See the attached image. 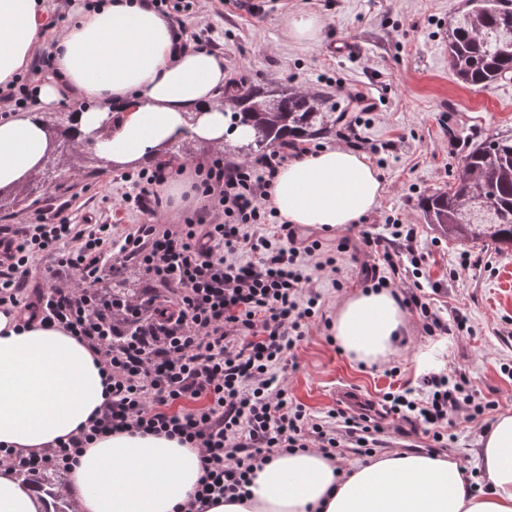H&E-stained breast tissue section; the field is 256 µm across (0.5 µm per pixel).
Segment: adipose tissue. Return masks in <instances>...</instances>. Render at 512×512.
Masks as SVG:
<instances>
[{
    "mask_svg": "<svg viewBox=\"0 0 512 512\" xmlns=\"http://www.w3.org/2000/svg\"><path fill=\"white\" fill-rule=\"evenodd\" d=\"M43 0H0V88L27 66L44 36ZM171 20L143 0L78 6L53 47L54 76L32 106L0 116V189L36 176L50 148L47 115L64 97L83 105L65 129L90 142L108 167L159 159L188 138L214 151L244 139L220 105L226 74L208 49L172 56ZM383 185L365 155L329 146L283 166L270 202L287 223L325 230L356 223L376 207ZM0 310V446L29 454L83 428L107 396L106 374L87 343L60 328ZM341 351L384 363L408 319L387 288L359 290L336 311ZM474 490L459 461L397 451L336 471L314 449L272 458L254 470L246 496L207 512H512V413L499 414L480 439ZM200 451L162 436L112 433L95 439L68 475L78 512H174L193 494ZM35 485L0 466V512H45Z\"/></svg>",
    "mask_w": 512,
    "mask_h": 512,
    "instance_id": "obj_1",
    "label": "adipose tissue"
}]
</instances>
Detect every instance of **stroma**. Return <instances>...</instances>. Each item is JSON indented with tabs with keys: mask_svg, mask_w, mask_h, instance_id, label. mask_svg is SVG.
I'll return each mask as SVG.
<instances>
[{
	"mask_svg": "<svg viewBox=\"0 0 512 512\" xmlns=\"http://www.w3.org/2000/svg\"><path fill=\"white\" fill-rule=\"evenodd\" d=\"M78 0H47L43 41L24 69L30 86L46 79L41 71L57 34L69 23ZM467 9L466 0H276L254 15L233 0H193L180 18L187 31L206 30L224 58L230 80L263 85L284 82L298 88L329 90L338 111L355 121L357 151L366 155L384 186L377 206L345 230L296 228L298 238L319 240L335 253L341 235L360 231L383 233L393 221L412 225L414 245L423 256L422 279L405 275L398 288L422 283L423 296L447 319L464 316L469 330L454 336H429L417 314H410L404 345L381 365L364 367L342 353L323 317H334L339 302L364 288V268L379 255L355 246L344 257L342 288L333 285L330 270H304L323 313L303 318L305 335L288 370L289 399L318 419L336 406V392L348 388L361 399L377 401L384 394L421 393L425 372L414 362L418 348L441 350L440 371L466 375L482 401L492 403L484 419L512 411V248L467 247L440 237L425 224L418 203L447 187L464 153L467 138L512 136V75L484 88L459 82L448 64V27ZM318 15L323 27L316 42L298 44L284 35L296 12ZM350 42L356 57L331 53L330 45ZM368 91L375 109L356 112L350 93ZM74 162L50 177L36 176L31 194L16 200L15 190L0 192L1 224L28 223L34 210L66 201L72 223L86 220L124 228L148 222L132 209L113 210L112 199L129 186L120 172L98 161L88 146L74 147Z\"/></svg>",
	"mask_w": 512,
	"mask_h": 512,
	"instance_id": "stroma-1",
	"label": "stroma"
}]
</instances>
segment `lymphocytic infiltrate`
<instances>
[{
	"instance_id": "lymphocytic-infiltrate-1",
	"label": "lymphocytic infiltrate",
	"mask_w": 512,
	"mask_h": 512,
	"mask_svg": "<svg viewBox=\"0 0 512 512\" xmlns=\"http://www.w3.org/2000/svg\"><path fill=\"white\" fill-rule=\"evenodd\" d=\"M287 156L273 151L259 164L225 165L214 159L196 168L211 210L179 224H135L116 236L108 224H73L63 208L37 211L33 223L0 225V307L36 316L85 341L107 373L109 392L76 434L41 453L0 449V464L15 473L68 470L93 439L129 432L162 435L200 449L202 475L178 512H205L209 504L238 494L256 463L289 450L317 447L330 461L350 452L373 457L378 422L362 413L329 411V423L290 405L283 373L302 341L301 320L314 314L317 293H305L303 259H316L318 241L298 240L275 224L270 190ZM167 165L124 175L132 190L122 206L156 215L157 192ZM406 243V260L381 251V237L361 231L363 245L382 253L374 287L394 286L405 265L420 267L414 230L390 227ZM51 263L55 279L35 291L33 267ZM172 292L131 306L94 285L127 267ZM402 306L416 312L425 334L463 332L462 318L445 320L421 294L405 292ZM123 313L126 326L112 323ZM462 375L432 374L421 397L386 394V414L418 423L435 447L455 441L454 420L474 422L486 407L476 402Z\"/></svg>"
}]
</instances>
